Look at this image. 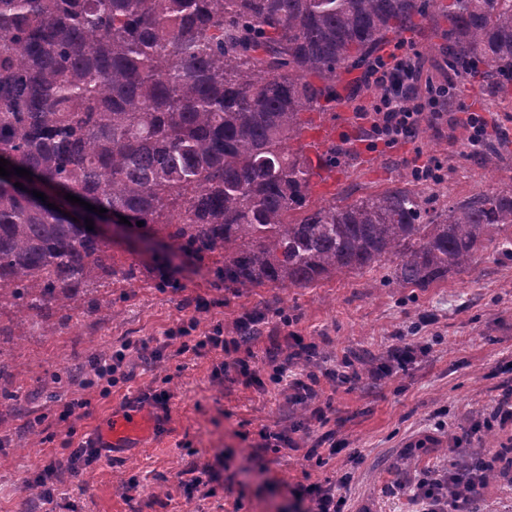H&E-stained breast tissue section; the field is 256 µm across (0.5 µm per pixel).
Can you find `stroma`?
I'll list each match as a JSON object with an SVG mask.
<instances>
[{"label":"stroma","instance_id":"1","mask_svg":"<svg viewBox=\"0 0 512 512\" xmlns=\"http://www.w3.org/2000/svg\"><path fill=\"white\" fill-rule=\"evenodd\" d=\"M403 39L421 54L419 89L446 85L439 31L417 20L411 31L390 36L381 56ZM355 75L357 89L343 90L334 112L303 115L351 153L348 163L313 186L311 202L350 203L397 185L417 154L439 160V180L428 188L443 203L512 178V90L494 94L479 75L456 81V97L424 102L428 118L413 140L388 147L376 143L369 123L358 117L377 101L379 89L364 70ZM461 102L474 104L488 120L498 169L486 170L480 153L471 151L472 131L458 119ZM106 247L115 273L98 293L100 306L76 301L64 323L51 313L56 335H39L31 318L0 307V391L14 394L0 401V512H293L294 487L344 472L351 477L344 512H409L395 485L416 483L452 454L493 460L497 475L479 488L476 507L512 512V425L502 428L490 419L512 386V260L495 244L479 251L472 269L429 288L385 284L381 268L304 288H238L224 281L223 255L187 256L165 233L143 226L108 239ZM160 263L170 266L179 287L160 285L154 272ZM129 269L135 276L127 281ZM199 296L214 301L210 312L195 313ZM254 309L266 317L250 343L254 358L294 334L316 345L299 361L305 371L319 375L345 358L362 374L353 386L320 382L322 398L333 404L326 425L310 422L308 408L283 390L222 379L218 368L227 354L198 357L170 348L163 361L151 357L178 320L196 319L202 332L220 322L230 337L236 319ZM283 314L293 316L291 326L280 324ZM127 340L134 343L125 351L132 379L105 398L83 389L77 367L122 349ZM405 343L418 346L416 360L391 377L372 378L387 351ZM160 390L172 398L165 410L142 407L150 422L143 447L101 448L99 431L112 413ZM72 399L86 400L82 418L58 422L61 404ZM266 428L294 430V447L263 451ZM327 431L340 453L321 466L306 461L307 450ZM81 445L100 447V459L58 484L51 500L40 498L32 480L45 461L68 463ZM219 451L224 469L215 495L186 497L181 481Z\"/></svg>","mask_w":512,"mask_h":512}]
</instances>
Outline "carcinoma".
I'll use <instances>...</instances> for the list:
<instances>
[{"label": "carcinoma", "instance_id": "obj_1", "mask_svg": "<svg viewBox=\"0 0 512 512\" xmlns=\"http://www.w3.org/2000/svg\"><path fill=\"white\" fill-rule=\"evenodd\" d=\"M430 0H0V299L31 315L98 291L112 256L33 191L46 186L224 254L238 288L307 287L386 262L399 288L473 266L512 228V182L451 206L405 186L309 204L336 145L310 156L303 112ZM448 73L512 77V0H451Z\"/></svg>", "mask_w": 512, "mask_h": 512}]
</instances>
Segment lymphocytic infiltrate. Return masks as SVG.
Listing matches in <instances>:
<instances>
[{
  "mask_svg": "<svg viewBox=\"0 0 512 512\" xmlns=\"http://www.w3.org/2000/svg\"><path fill=\"white\" fill-rule=\"evenodd\" d=\"M418 72L419 55L411 48L392 54L390 61H379L372 70L375 83L384 90L377 103L375 128L385 144H394L413 134L424 117L415 85ZM261 321V316L255 314L240 317L235 324L234 336L228 338L223 327L218 325L204 335H195L196 322L191 319L170 329L168 335L180 340L181 351L204 356L218 350H236L241 344L251 342ZM306 350V345L298 339L291 350L267 351L261 366L255 367L249 360L236 358L225 363L223 370L244 377L249 383L269 378L272 384L292 391L296 399L312 405L313 417L324 423L328 420L329 408L316 403L317 377L292 368L294 361ZM124 360L125 353L121 350L91 360L84 387L97 389L104 395L118 380L130 379ZM487 466V461L480 457L472 458L466 464L461 459L452 458L447 467L425 472L418 483L398 485L397 492L407 497L414 512H478L475 495L483 483V472ZM349 483L350 476L344 473L333 481L298 486L295 493L300 500L307 502V512H342L344 499L339 492Z\"/></svg>",
  "mask_w": 512,
  "mask_h": 512,
  "instance_id": "lymphocytic-infiltrate-1",
  "label": "lymphocytic infiltrate"
}]
</instances>
